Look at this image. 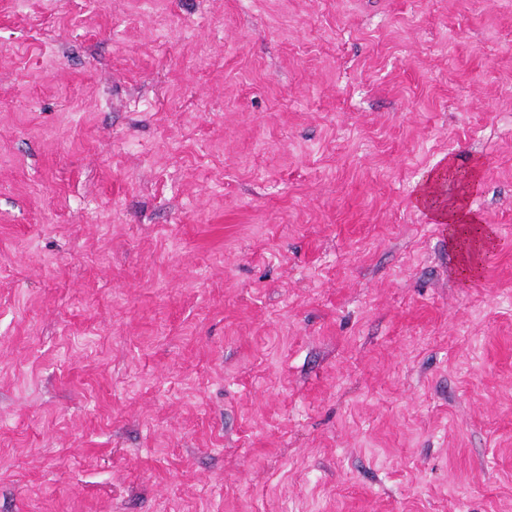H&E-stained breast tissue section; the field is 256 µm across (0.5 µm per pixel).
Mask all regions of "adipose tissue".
<instances>
[{
    "mask_svg": "<svg viewBox=\"0 0 512 512\" xmlns=\"http://www.w3.org/2000/svg\"><path fill=\"white\" fill-rule=\"evenodd\" d=\"M446 177L445 170L431 173L422 183L416 202L433 211L437 222L447 225L449 235L458 243L461 267H475L478 250L489 247L495 240L492 227L478 223L465 206L467 190H457L453 197H444L441 186Z\"/></svg>",
    "mask_w": 512,
    "mask_h": 512,
    "instance_id": "obj_1",
    "label": "adipose tissue"
}]
</instances>
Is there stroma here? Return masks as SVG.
Instances as JSON below:
<instances>
[{
  "mask_svg": "<svg viewBox=\"0 0 512 512\" xmlns=\"http://www.w3.org/2000/svg\"><path fill=\"white\" fill-rule=\"evenodd\" d=\"M0 512H512L507 0H0ZM446 170L440 169L431 173L422 183L416 202L421 207L433 211L440 224H448L449 235L459 244L461 259L458 266L471 267L477 273L478 266L475 255L480 249L489 247L495 241L492 227L479 224L465 206L468 197L467 189H457L448 200L441 195V186L446 178Z\"/></svg>",
  "mask_w": 512,
  "mask_h": 512,
  "instance_id": "obj_1",
  "label": "stroma"
}]
</instances>
